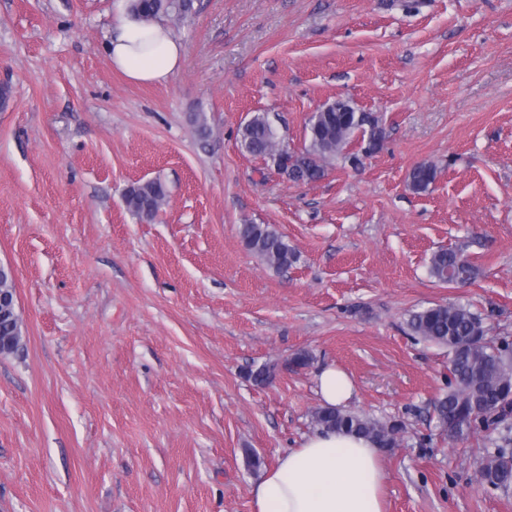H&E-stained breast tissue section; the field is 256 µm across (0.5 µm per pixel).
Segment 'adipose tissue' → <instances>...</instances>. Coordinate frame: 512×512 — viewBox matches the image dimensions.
Here are the masks:
<instances>
[{"mask_svg": "<svg viewBox=\"0 0 512 512\" xmlns=\"http://www.w3.org/2000/svg\"><path fill=\"white\" fill-rule=\"evenodd\" d=\"M114 69L136 84H160L180 70L185 49L169 26L121 7L106 44ZM382 450L371 440L316 431L267 470L252 512H385Z\"/></svg>", "mask_w": 512, "mask_h": 512, "instance_id": "adipose-tissue-1", "label": "adipose tissue"}]
</instances>
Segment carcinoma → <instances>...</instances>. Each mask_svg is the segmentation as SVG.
<instances>
[{
	"instance_id": "obj_1",
	"label": "carcinoma",
	"mask_w": 512,
	"mask_h": 512,
	"mask_svg": "<svg viewBox=\"0 0 512 512\" xmlns=\"http://www.w3.org/2000/svg\"><path fill=\"white\" fill-rule=\"evenodd\" d=\"M132 10L146 19L161 13L187 14L193 0H130ZM355 112H320L310 115L305 124L308 145L304 160L288 169V179L311 183L323 178L329 160L340 156L352 166L361 163L357 152L346 148L357 133L378 143L366 148H381L382 128L360 129ZM241 149L251 155L268 157L279 138L266 112L254 114L238 131ZM437 177L435 165L417 164L408 176L410 191L422 194L430 190ZM167 190L160 180L136 183L125 193L128 211L139 220L153 219L166 202ZM239 235L244 246L277 270H285L297 261L295 249L285 236L270 224H243ZM429 274L441 284H466L477 275L475 266L458 250L441 249L429 259ZM408 326L414 335L448 349L447 393L435 406L436 418L452 441L464 440L495 424L507 429L501 443L487 453L480 467L484 482L495 489L512 486V474L504 460L512 459V342L502 338L496 343L486 337L482 317L458 304H435L411 313ZM316 426L336 431L356 432L379 442L382 448L397 445L402 427L383 423L362 414L340 409L319 408L313 414Z\"/></svg>"
}]
</instances>
